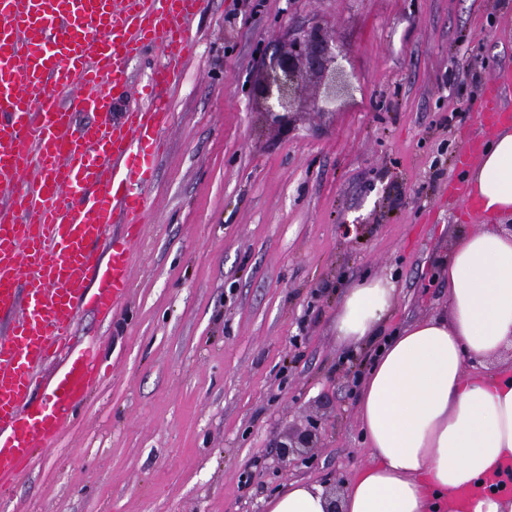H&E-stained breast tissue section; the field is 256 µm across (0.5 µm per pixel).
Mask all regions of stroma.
Listing matches in <instances>:
<instances>
[{"label": "stroma", "instance_id": "35a3bbf8", "mask_svg": "<svg viewBox=\"0 0 512 512\" xmlns=\"http://www.w3.org/2000/svg\"><path fill=\"white\" fill-rule=\"evenodd\" d=\"M314 20L346 53L353 98L271 124L260 56ZM190 28L157 90L171 120L128 298L76 318L102 377L0 512H265L295 480L340 490L368 458L357 398L373 352L336 341L347 288L394 283L388 336L447 312L439 261L467 221L448 185L486 84L512 68V0H205ZM164 61L154 44L127 59V86L103 84L108 121L144 105ZM313 423L305 461L279 464L278 442Z\"/></svg>", "mask_w": 512, "mask_h": 512}]
</instances>
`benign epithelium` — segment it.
<instances>
[{"instance_id":"1","label":"benign epithelium","mask_w":512,"mask_h":512,"mask_svg":"<svg viewBox=\"0 0 512 512\" xmlns=\"http://www.w3.org/2000/svg\"><path fill=\"white\" fill-rule=\"evenodd\" d=\"M263 75L257 84L256 97L272 123L291 121L297 98L299 77L306 72L320 80L323 95L310 103L314 112H334L342 93L348 89L343 66L338 63L336 42L327 39L320 28L313 26L289 36L283 49L271 58H262ZM317 427L289 436L280 445L279 461L288 463L299 448H310Z\"/></svg>"}]
</instances>
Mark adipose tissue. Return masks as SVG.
<instances>
[{"mask_svg":"<svg viewBox=\"0 0 512 512\" xmlns=\"http://www.w3.org/2000/svg\"><path fill=\"white\" fill-rule=\"evenodd\" d=\"M483 224L459 225L444 270V317L379 337L396 295L391 281L347 292L336 338L376 343L358 398L369 460L338 496L293 481L266 512H512V130L494 132L464 175Z\"/></svg>","mask_w":512,"mask_h":512,"instance_id":"1","label":"adipose tissue"}]
</instances>
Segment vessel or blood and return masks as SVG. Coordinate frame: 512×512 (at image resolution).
<instances>
[{"mask_svg": "<svg viewBox=\"0 0 512 512\" xmlns=\"http://www.w3.org/2000/svg\"><path fill=\"white\" fill-rule=\"evenodd\" d=\"M200 5L0 0V489L30 468L34 449L57 441L100 378L98 346L71 343L77 312L109 317L131 286L129 255L170 112L151 97L101 122L110 109L101 86L126 83L125 59L159 38L168 62L153 79L167 82ZM511 90V68L491 77L481 125L512 123Z\"/></svg>", "mask_w": 512, "mask_h": 512, "instance_id": "b4317fda", "label": "vessel or blood"}]
</instances>
